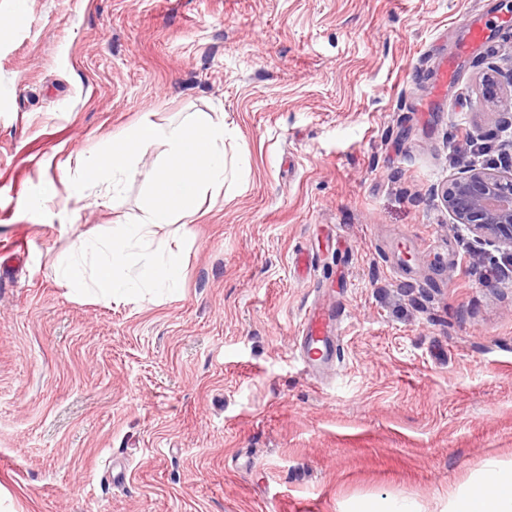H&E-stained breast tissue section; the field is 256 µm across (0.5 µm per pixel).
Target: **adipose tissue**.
Segmentation results:
<instances>
[{
    "mask_svg": "<svg viewBox=\"0 0 512 512\" xmlns=\"http://www.w3.org/2000/svg\"><path fill=\"white\" fill-rule=\"evenodd\" d=\"M448 512H512V467L488 461L448 498Z\"/></svg>",
    "mask_w": 512,
    "mask_h": 512,
    "instance_id": "1",
    "label": "adipose tissue"
}]
</instances>
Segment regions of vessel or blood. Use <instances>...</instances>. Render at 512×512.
Listing matches in <instances>:
<instances>
[{
    "label": "vessel or blood",
    "mask_w": 512,
    "mask_h": 512,
    "mask_svg": "<svg viewBox=\"0 0 512 512\" xmlns=\"http://www.w3.org/2000/svg\"><path fill=\"white\" fill-rule=\"evenodd\" d=\"M466 32V39L457 49L461 60L484 50L490 42L489 27L479 15L467 17ZM339 321L338 313L328 308L314 305L305 310L300 352L310 371H317L339 357L342 347L334 338V328Z\"/></svg>",
    "instance_id": "vessel-or-blood-1"
}]
</instances>
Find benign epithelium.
I'll return each mask as SVG.
<instances>
[{
	"instance_id": "1",
	"label": "benign epithelium",
	"mask_w": 512,
	"mask_h": 512,
	"mask_svg": "<svg viewBox=\"0 0 512 512\" xmlns=\"http://www.w3.org/2000/svg\"><path fill=\"white\" fill-rule=\"evenodd\" d=\"M455 224H465L476 238L512 248V175L488 168L467 169L441 189Z\"/></svg>"
}]
</instances>
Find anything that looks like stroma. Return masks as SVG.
Returning a JSON list of instances; mask_svg holds the SVG:
<instances>
[{
    "label": "stroma",
    "instance_id": "35a3bbf8",
    "mask_svg": "<svg viewBox=\"0 0 512 512\" xmlns=\"http://www.w3.org/2000/svg\"><path fill=\"white\" fill-rule=\"evenodd\" d=\"M475 9L512 0H27L0 29V512H448L488 460L512 465V278L502 246L436 191L468 138L512 126V39L441 62ZM223 113L225 184L156 243L185 238L183 285L80 295L58 261L139 215L79 159L150 116ZM27 253L15 252L17 240ZM314 271L297 275L296 252ZM343 313L339 362L307 374L302 316ZM348 512H420L418 506L408 500L379 501L373 499L355 502Z\"/></svg>",
    "mask_w": 512,
    "mask_h": 512
}]
</instances>
